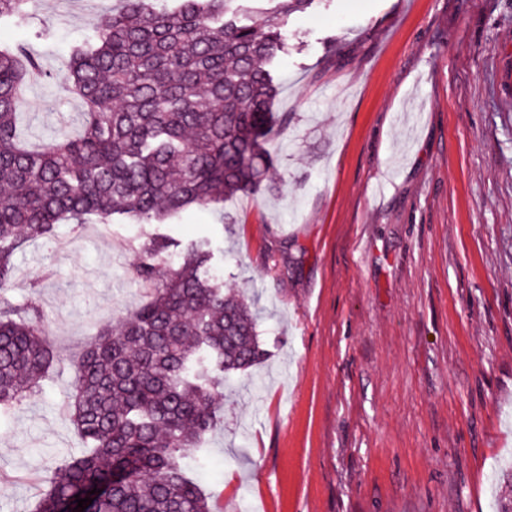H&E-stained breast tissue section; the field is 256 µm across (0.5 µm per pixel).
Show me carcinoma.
<instances>
[{"label":"carcinoma","instance_id":"1","mask_svg":"<svg viewBox=\"0 0 512 512\" xmlns=\"http://www.w3.org/2000/svg\"><path fill=\"white\" fill-rule=\"evenodd\" d=\"M117 2L66 63L67 89L85 108L74 136L22 142L18 93L41 65L23 46L0 48V291L26 238L116 214L163 224L254 193L271 168L266 142L288 125V113L271 111L282 21L313 0H270L250 24L239 0ZM169 249L155 237L138 245L147 301L84 350L66 419L85 448L56 468L36 512H77L78 497L93 499L85 512H211L186 460L206 466L224 379L268 351L248 298L208 274L209 251L192 247L166 269ZM54 358L38 305L0 308V419Z\"/></svg>","mask_w":512,"mask_h":512}]
</instances>
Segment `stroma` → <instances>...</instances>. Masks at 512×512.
<instances>
[{
    "label": "stroma",
    "instance_id": "obj_1",
    "mask_svg": "<svg viewBox=\"0 0 512 512\" xmlns=\"http://www.w3.org/2000/svg\"><path fill=\"white\" fill-rule=\"evenodd\" d=\"M114 0L0 17L42 72L31 144L79 127L57 77ZM275 190L166 224L58 225L15 255L0 306L36 300L57 360L0 421V512H32L81 441L75 366L143 294L133 246L207 241L259 311L267 358L224 383L201 480L222 512H494L512 464V0H314L285 25Z\"/></svg>",
    "mask_w": 512,
    "mask_h": 512
}]
</instances>
